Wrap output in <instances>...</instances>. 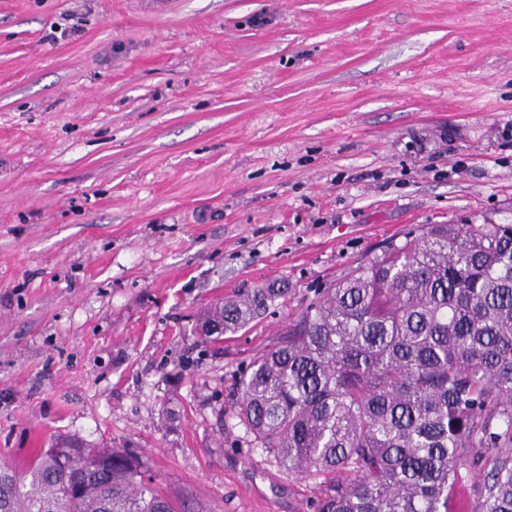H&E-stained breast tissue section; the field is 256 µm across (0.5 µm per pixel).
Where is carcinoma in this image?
<instances>
[{
	"mask_svg": "<svg viewBox=\"0 0 512 512\" xmlns=\"http://www.w3.org/2000/svg\"><path fill=\"white\" fill-rule=\"evenodd\" d=\"M281 288L210 306L216 342ZM239 417L318 512H512V224H428L348 272L242 373ZM0 512H176L112 448L63 439L29 473L0 463ZM465 479L456 492V512H478L477 486L482 480L478 471L462 470Z\"/></svg>",
	"mask_w": 512,
	"mask_h": 512,
	"instance_id": "1",
	"label": "carcinoma"
}]
</instances>
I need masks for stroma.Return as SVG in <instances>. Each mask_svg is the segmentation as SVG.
Returning <instances> with one entry per match:
<instances>
[{
	"label": "stroma",
	"mask_w": 512,
	"mask_h": 512,
	"mask_svg": "<svg viewBox=\"0 0 512 512\" xmlns=\"http://www.w3.org/2000/svg\"><path fill=\"white\" fill-rule=\"evenodd\" d=\"M425 224H512V0H0V461L76 436L182 512H314L237 381ZM284 295L285 289L260 287L234 299H221L203 313L202 322L206 325L201 323L199 335L213 342L235 335ZM208 323L221 328L220 336L215 335L214 327Z\"/></svg>",
	"instance_id": "stroma-1"
}]
</instances>
